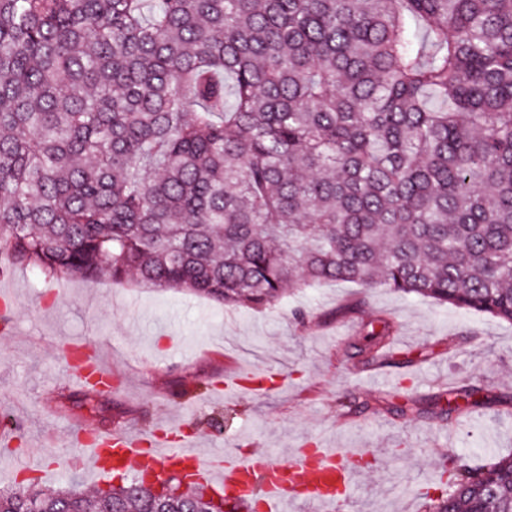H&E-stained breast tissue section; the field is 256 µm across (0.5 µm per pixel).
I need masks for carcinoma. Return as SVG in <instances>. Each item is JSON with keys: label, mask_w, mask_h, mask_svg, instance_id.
Here are the masks:
<instances>
[{"label": "carcinoma", "mask_w": 512, "mask_h": 512, "mask_svg": "<svg viewBox=\"0 0 512 512\" xmlns=\"http://www.w3.org/2000/svg\"><path fill=\"white\" fill-rule=\"evenodd\" d=\"M0 252L228 309L353 282L512 323V0H0ZM33 484L0 512H215L175 480ZM428 512H512V455Z\"/></svg>", "instance_id": "carcinoma-1"}]
</instances>
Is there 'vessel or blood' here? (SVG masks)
Masks as SVG:
<instances>
[{
  "instance_id": "obj_1",
  "label": "vessel or blood",
  "mask_w": 512,
  "mask_h": 512,
  "mask_svg": "<svg viewBox=\"0 0 512 512\" xmlns=\"http://www.w3.org/2000/svg\"><path fill=\"white\" fill-rule=\"evenodd\" d=\"M80 447L87 452L97 471L111 466L128 467L163 473L182 472L188 480L208 481L222 492L232 494L240 512H250L255 492H262L266 512L305 500L323 507L336 503L352 484L347 461L352 453L340 448H316L296 454L295 465L257 454L250 458L233 455L201 457L195 448H172L155 443L144 447L142 441L127 431L100 433L95 437L80 436Z\"/></svg>"
}]
</instances>
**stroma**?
<instances>
[{
  "instance_id": "35a3bbf8",
  "label": "stroma",
  "mask_w": 512,
  "mask_h": 512,
  "mask_svg": "<svg viewBox=\"0 0 512 512\" xmlns=\"http://www.w3.org/2000/svg\"><path fill=\"white\" fill-rule=\"evenodd\" d=\"M2 298L0 417L13 429L0 438V490L20 482L6 455L32 448L54 464L39 478L43 491L111 483L80 461L76 429L151 440L164 424L169 442L194 436L205 457L305 445L381 449L383 472L370 457L355 460L353 494L329 512H355L356 499L382 480L388 495L367 501L365 512H425L440 491V450L472 463L512 454V323L487 314L348 282L290 291L269 310H228L186 291L106 275L59 281L19 265L0 277ZM380 318L394 324L393 366L366 364L359 351L364 324ZM69 342L111 370L110 392L91 396L77 383L63 353ZM244 368L269 390L235 387ZM445 385L479 386L491 402L444 422L384 411L348 417L355 398L402 392L424 403Z\"/></svg>"
}]
</instances>
